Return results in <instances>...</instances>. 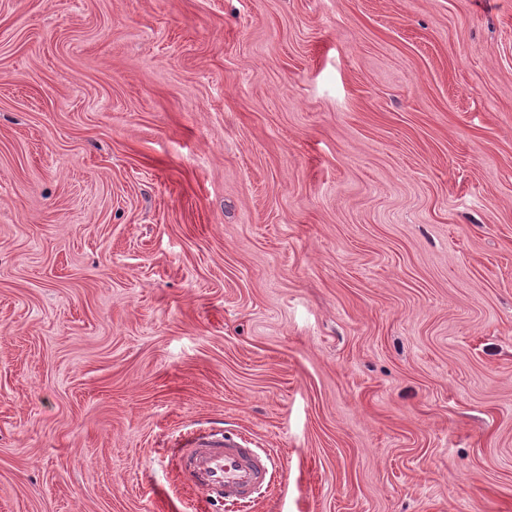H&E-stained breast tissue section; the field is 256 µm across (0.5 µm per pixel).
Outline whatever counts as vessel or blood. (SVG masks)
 <instances>
[{"label": "vessel or blood", "mask_w": 512, "mask_h": 512, "mask_svg": "<svg viewBox=\"0 0 512 512\" xmlns=\"http://www.w3.org/2000/svg\"><path fill=\"white\" fill-rule=\"evenodd\" d=\"M174 454L187 480L215 502L249 501L269 479L268 455L220 430L188 435Z\"/></svg>", "instance_id": "b4317fda"}]
</instances>
